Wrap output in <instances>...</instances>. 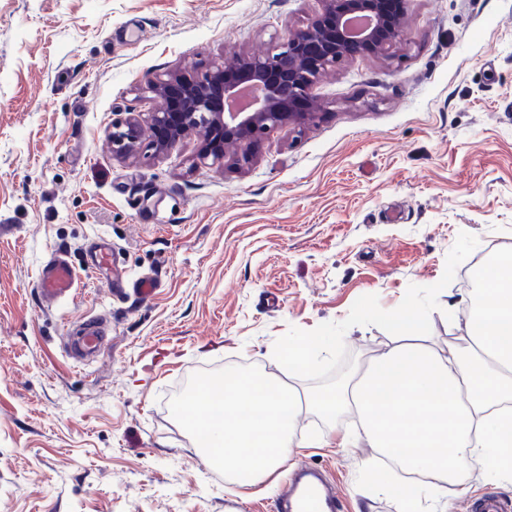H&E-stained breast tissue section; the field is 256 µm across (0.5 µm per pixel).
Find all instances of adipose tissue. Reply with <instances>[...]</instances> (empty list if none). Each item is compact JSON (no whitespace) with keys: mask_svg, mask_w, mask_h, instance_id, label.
Wrapping results in <instances>:
<instances>
[{"mask_svg":"<svg viewBox=\"0 0 512 512\" xmlns=\"http://www.w3.org/2000/svg\"><path fill=\"white\" fill-rule=\"evenodd\" d=\"M467 323L466 346L439 350L418 337L412 309L389 316L395 344L372 360L351 390L299 393L261 373H234L222 388L202 382L180 416L205 439L200 450L218 463L239 490L269 478L294 445L303 411L328 418L358 415L356 436L396 456L419 474L406 487L402 512H438L446 484L468 488L471 457L482 476L512 483L503 449L512 447V250L496 255Z\"/></svg>","mask_w":512,"mask_h":512,"instance_id":"adipose-tissue-1","label":"adipose tissue"}]
</instances>
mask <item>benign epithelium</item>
<instances>
[{"instance_id": "obj_1", "label": "benign epithelium", "mask_w": 512, "mask_h": 512, "mask_svg": "<svg viewBox=\"0 0 512 512\" xmlns=\"http://www.w3.org/2000/svg\"><path fill=\"white\" fill-rule=\"evenodd\" d=\"M407 0H323V12L303 29L287 32L271 51L245 55L222 67L187 76L173 72L149 77L146 90L157 102L148 113L154 138L143 144L141 115L129 112L113 123L112 151L130 161L144 149L167 155L183 139L199 141V159L242 170L268 132L286 126L303 130L319 121L310 106L317 77L343 59L379 56L405 22ZM238 68V81H224V68Z\"/></svg>"}]
</instances>
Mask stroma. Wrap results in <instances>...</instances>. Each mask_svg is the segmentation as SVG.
Returning <instances> with one entry per match:
<instances>
[{"mask_svg":"<svg viewBox=\"0 0 512 512\" xmlns=\"http://www.w3.org/2000/svg\"><path fill=\"white\" fill-rule=\"evenodd\" d=\"M320 0H0V512H277L296 462L341 512H400L371 489L377 449L298 447L239 495L174 412L182 386L252 368L312 391L391 348L412 308L426 343L466 334L473 279L512 249V0H408L390 56L358 54L312 93L325 118L271 131L245 171L195 140L121 161L112 121L151 112L147 78L264 52ZM112 246L111 267L91 250ZM79 270L48 307L52 250ZM155 282L141 299L139 280ZM106 328L73 364L65 337ZM322 337L310 367L288 345Z\"/></svg>","mask_w":512,"mask_h":512,"instance_id":"obj_1","label":"stroma"}]
</instances>
